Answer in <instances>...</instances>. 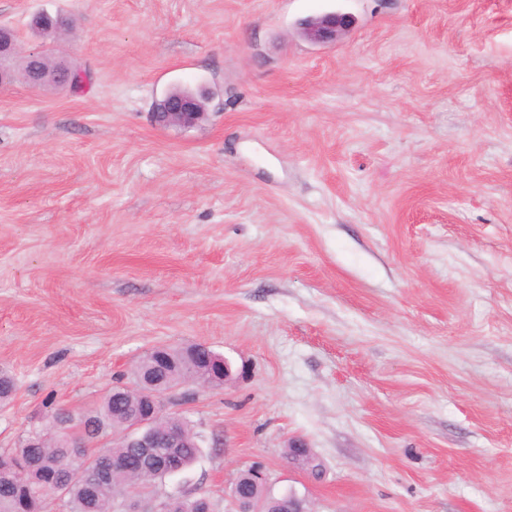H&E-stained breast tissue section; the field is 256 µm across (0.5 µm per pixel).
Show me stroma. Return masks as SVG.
I'll list each match as a JSON object with an SVG mask.
<instances>
[{
    "mask_svg": "<svg viewBox=\"0 0 512 512\" xmlns=\"http://www.w3.org/2000/svg\"><path fill=\"white\" fill-rule=\"evenodd\" d=\"M42 10L90 79L0 88V451L203 344L233 376L167 403L201 453L160 492L231 512L258 465L311 512H512V0H0V26L38 47ZM176 85L211 93L194 127L152 117ZM350 24L349 16L339 13H328L308 19L304 26V35L314 44L325 45L334 43Z\"/></svg>",
    "mask_w": 512,
    "mask_h": 512,
    "instance_id": "stroma-1",
    "label": "stroma"
}]
</instances>
